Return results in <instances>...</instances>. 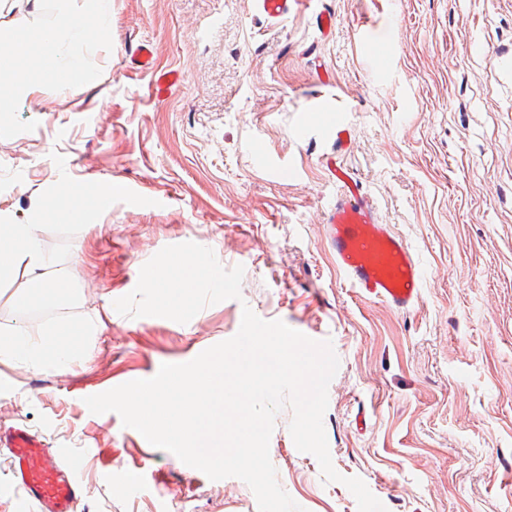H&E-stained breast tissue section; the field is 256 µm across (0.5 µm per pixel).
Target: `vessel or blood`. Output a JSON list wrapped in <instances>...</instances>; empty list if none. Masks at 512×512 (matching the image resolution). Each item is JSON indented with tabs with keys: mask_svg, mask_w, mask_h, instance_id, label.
Listing matches in <instances>:
<instances>
[{
	"mask_svg": "<svg viewBox=\"0 0 512 512\" xmlns=\"http://www.w3.org/2000/svg\"><path fill=\"white\" fill-rule=\"evenodd\" d=\"M330 171L339 188L325 212L327 240L336 265L367 297L397 309L420 298L422 271L406 240L381 223L377 207L355 174L340 165ZM8 448L16 488L37 512H72L84 494L79 456L50 448L26 428L0 433Z\"/></svg>",
	"mask_w": 512,
	"mask_h": 512,
	"instance_id": "obj_1",
	"label": "vessel or blood"
}]
</instances>
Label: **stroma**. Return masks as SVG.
<instances>
[{"label": "stroma", "mask_w": 512, "mask_h": 512, "mask_svg": "<svg viewBox=\"0 0 512 512\" xmlns=\"http://www.w3.org/2000/svg\"><path fill=\"white\" fill-rule=\"evenodd\" d=\"M109 10L106 40L67 43L82 86L35 83L0 112V221L43 225L72 284L37 308L26 275L0 284V323L89 331L67 370L0 363V428L83 453L74 512H258L243 480H210L85 404L233 337L248 307L331 340L332 462L387 512H512V0H296L277 21L256 0ZM143 45L153 70L179 75L163 93L134 63ZM332 156L418 256L411 308L360 296L337 269L323 236ZM120 182L127 193L83 226L39 208L72 187L89 207ZM184 242L243 266L241 300L185 324L112 313L152 256ZM291 420L277 414L269 443L279 485L304 512H358L297 450Z\"/></svg>", "instance_id": "stroma-1"}]
</instances>
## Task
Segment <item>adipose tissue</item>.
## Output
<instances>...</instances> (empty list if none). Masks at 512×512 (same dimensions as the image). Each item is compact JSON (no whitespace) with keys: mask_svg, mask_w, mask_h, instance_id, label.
Wrapping results in <instances>:
<instances>
[{"mask_svg":"<svg viewBox=\"0 0 512 512\" xmlns=\"http://www.w3.org/2000/svg\"><path fill=\"white\" fill-rule=\"evenodd\" d=\"M83 32L80 17L65 10L59 11L52 27L32 34L0 24V111L8 109L9 95L25 90L29 82L46 81L48 74L83 77L80 65L61 59L63 35ZM41 230L38 224H0V282L23 271L43 294L58 296L71 288L68 273L42 251ZM77 334L69 324L39 335L20 322L0 324V358L26 365L49 361L65 368L83 353Z\"/></svg>","mask_w":512,"mask_h":512,"instance_id":"obj_1","label":"adipose tissue"}]
</instances>
